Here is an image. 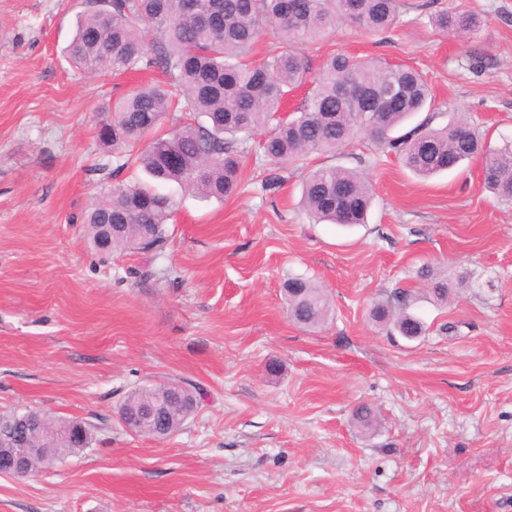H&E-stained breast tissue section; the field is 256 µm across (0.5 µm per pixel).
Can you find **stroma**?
<instances>
[{"mask_svg":"<svg viewBox=\"0 0 512 512\" xmlns=\"http://www.w3.org/2000/svg\"><path fill=\"white\" fill-rule=\"evenodd\" d=\"M412 3L371 39L337 25L323 53L407 64L438 125L462 113L491 147L512 139V0ZM83 10L0 0V415L35 409L93 434L37 476L0 474V512H512V205L484 189L481 160L423 178L364 139L312 156L374 186L366 223L344 229L311 223L300 171L252 149L224 200L161 185L163 249L98 250L85 209L147 176L100 143L97 112L164 76L74 67ZM440 10L480 26L438 32ZM295 276L330 298L319 328L286 312ZM397 288L417 294L418 340L391 341L370 316ZM169 378L203 388L197 412L163 440L128 432L120 404ZM361 404L375 429L355 423Z\"/></svg>","mask_w":512,"mask_h":512,"instance_id":"obj_1","label":"stroma"}]
</instances>
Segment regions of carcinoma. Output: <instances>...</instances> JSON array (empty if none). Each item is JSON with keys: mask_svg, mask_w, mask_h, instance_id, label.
Listing matches in <instances>:
<instances>
[{"mask_svg": "<svg viewBox=\"0 0 512 512\" xmlns=\"http://www.w3.org/2000/svg\"><path fill=\"white\" fill-rule=\"evenodd\" d=\"M67 49L80 69L98 73L157 68L168 82L130 90L102 113L100 141L130 151L129 160L152 178L175 182L208 199L231 196L240 182L243 141L240 134L262 132V156L277 164H296L312 154H336L364 137L381 152L419 176L448 169V159L461 163L480 157L482 181L500 200L512 203V142L487 149L482 132L461 116L434 129L438 113L428 85L414 69L385 59H358L333 54L313 68L312 59L292 49L310 45L336 22L352 24L365 37L395 28L406 0H85ZM431 25L442 32L472 33L477 19L439 11ZM269 30L282 50L260 60L252 57L255 42ZM306 92L299 105L282 113L290 92ZM395 95L383 104L377 92ZM202 118L173 131H162L165 115L178 105ZM424 119L401 133L412 116ZM374 190L361 171L325 166L308 171L302 204L317 222L343 227L363 224ZM174 202L140 182L119 183L85 215L92 243L100 225H112L115 247L147 252L166 240ZM289 317L315 328L328 316L329 298L316 281L291 277L283 287ZM416 298L393 290L372 309L375 322L406 340L425 335L428 327L413 312ZM202 398L195 384L170 379L132 391L118 414L128 420L150 408H165L164 433L181 429ZM41 415L25 410L0 416V434L18 421ZM32 446L43 455L31 463V475L62 463L89 447L90 427L81 421L45 417L29 430Z\"/></svg>", "mask_w": 512, "mask_h": 512, "instance_id": "1", "label": "carcinoma"}]
</instances>
